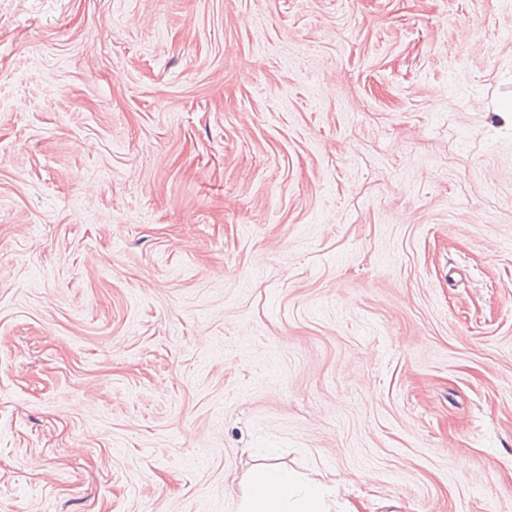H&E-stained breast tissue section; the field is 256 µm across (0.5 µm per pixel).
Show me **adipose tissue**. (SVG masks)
Listing matches in <instances>:
<instances>
[{
  "mask_svg": "<svg viewBox=\"0 0 512 512\" xmlns=\"http://www.w3.org/2000/svg\"><path fill=\"white\" fill-rule=\"evenodd\" d=\"M335 493V486L323 481L304 485L289 471L259 469L248 479L241 512H326Z\"/></svg>",
  "mask_w": 512,
  "mask_h": 512,
  "instance_id": "1",
  "label": "adipose tissue"
}]
</instances>
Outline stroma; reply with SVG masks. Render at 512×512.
<instances>
[{
  "label": "stroma",
  "instance_id": "obj_1",
  "mask_svg": "<svg viewBox=\"0 0 512 512\" xmlns=\"http://www.w3.org/2000/svg\"><path fill=\"white\" fill-rule=\"evenodd\" d=\"M0 512H512V0H0ZM336 484L313 480L303 486L289 471L267 468L254 471L247 482L239 512H328V498Z\"/></svg>",
  "mask_w": 512,
  "mask_h": 512
}]
</instances>
